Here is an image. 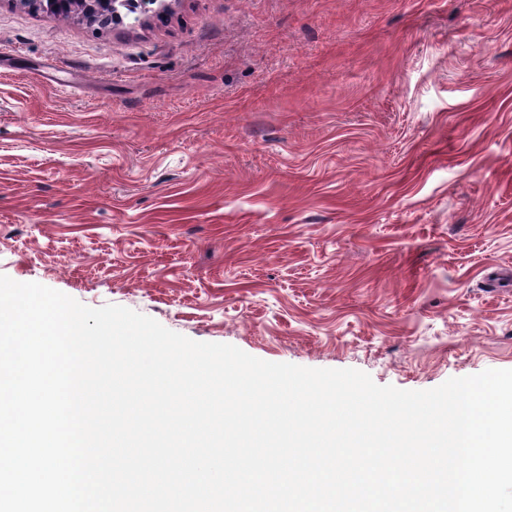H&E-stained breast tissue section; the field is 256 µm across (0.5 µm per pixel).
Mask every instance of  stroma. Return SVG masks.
<instances>
[{
  "label": "stroma",
  "instance_id": "1",
  "mask_svg": "<svg viewBox=\"0 0 512 512\" xmlns=\"http://www.w3.org/2000/svg\"><path fill=\"white\" fill-rule=\"evenodd\" d=\"M0 0V274L428 390L512 369V0Z\"/></svg>",
  "mask_w": 512,
  "mask_h": 512
}]
</instances>
